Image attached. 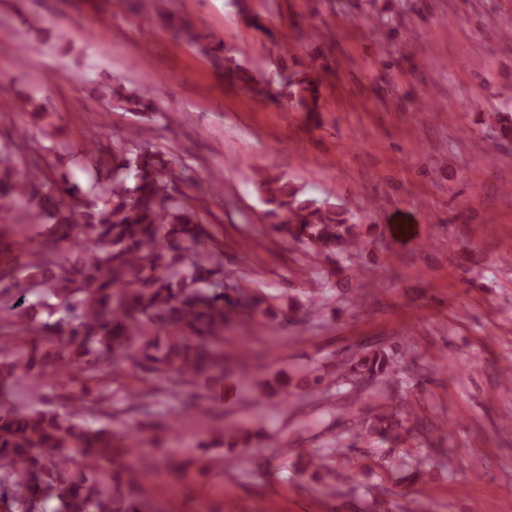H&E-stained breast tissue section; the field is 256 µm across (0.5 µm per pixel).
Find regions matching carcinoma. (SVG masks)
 Wrapping results in <instances>:
<instances>
[{"label": "carcinoma", "instance_id": "1", "mask_svg": "<svg viewBox=\"0 0 512 512\" xmlns=\"http://www.w3.org/2000/svg\"><path fill=\"white\" fill-rule=\"evenodd\" d=\"M25 142L0 145V512H144L126 425L83 420L112 402V372L130 361L177 397L204 370L224 371V326L259 303L224 293L223 256L185 197L169 189L171 161L130 140L81 159L99 174L90 195ZM274 230L314 254L342 257L364 245L354 214L304 196L294 182L258 178ZM38 228L36 235L16 227ZM50 308L58 317L41 319ZM353 384L383 383L385 350L347 362ZM74 388L63 412L42 409L46 379ZM413 412L388 405L355 435L397 442Z\"/></svg>", "mask_w": 512, "mask_h": 512}]
</instances>
